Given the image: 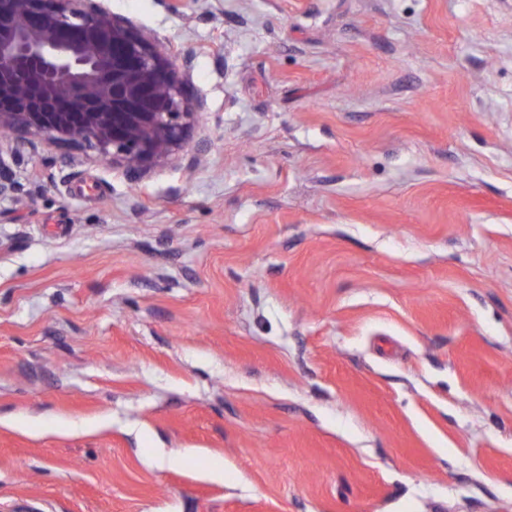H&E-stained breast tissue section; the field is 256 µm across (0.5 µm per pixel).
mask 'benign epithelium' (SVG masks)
<instances>
[{"instance_id": "1", "label": "benign epithelium", "mask_w": 512, "mask_h": 512, "mask_svg": "<svg viewBox=\"0 0 512 512\" xmlns=\"http://www.w3.org/2000/svg\"><path fill=\"white\" fill-rule=\"evenodd\" d=\"M104 0H0V129L75 145L137 175L187 147L205 103ZM0 154V199L18 191Z\"/></svg>"}]
</instances>
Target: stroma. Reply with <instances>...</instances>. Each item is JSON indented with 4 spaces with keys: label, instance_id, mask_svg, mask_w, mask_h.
<instances>
[{
    "label": "stroma",
    "instance_id": "35a3bbf8",
    "mask_svg": "<svg viewBox=\"0 0 512 512\" xmlns=\"http://www.w3.org/2000/svg\"><path fill=\"white\" fill-rule=\"evenodd\" d=\"M108 5L205 110L19 145L0 512H512V0Z\"/></svg>",
    "mask_w": 512,
    "mask_h": 512
}]
</instances>
